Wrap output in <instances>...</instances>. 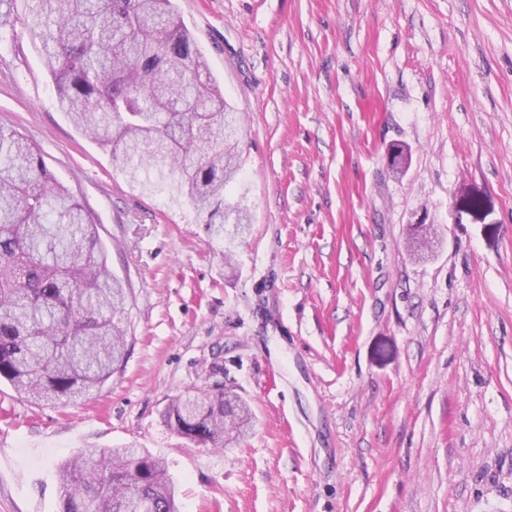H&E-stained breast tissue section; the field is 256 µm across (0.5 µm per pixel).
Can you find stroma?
<instances>
[{"label":"stroma","instance_id":"stroma-1","mask_svg":"<svg viewBox=\"0 0 512 512\" xmlns=\"http://www.w3.org/2000/svg\"><path fill=\"white\" fill-rule=\"evenodd\" d=\"M242 115L231 256L61 111L21 13L0 127L98 226L128 356L38 404L0 381V512H60L58 463L134 441L179 512H512V0H174ZM403 151V171L389 158ZM223 382L252 422L197 446L161 414Z\"/></svg>","mask_w":512,"mask_h":512}]
</instances>
